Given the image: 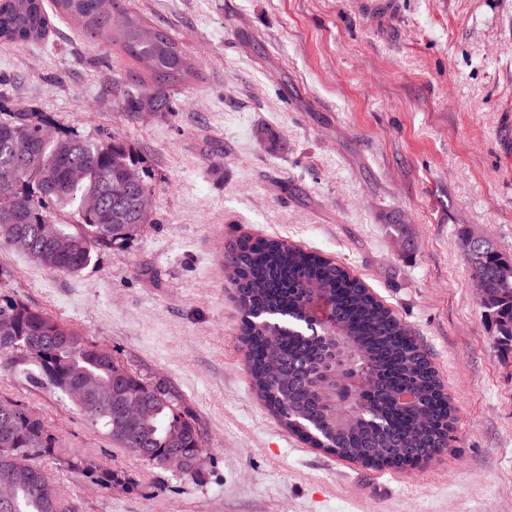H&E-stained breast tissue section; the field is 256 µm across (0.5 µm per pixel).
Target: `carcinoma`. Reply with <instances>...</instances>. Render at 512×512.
Wrapping results in <instances>:
<instances>
[{
	"mask_svg": "<svg viewBox=\"0 0 512 512\" xmlns=\"http://www.w3.org/2000/svg\"><path fill=\"white\" fill-rule=\"evenodd\" d=\"M52 4L55 15L71 20L92 38L103 35L120 43L130 59L148 69L151 84L134 86L124 94L127 112L169 111L168 90L197 72L198 64L178 41L160 30L145 35L148 25L133 12L114 22V0ZM49 24L45 0H0V43H40ZM40 125L29 112L0 118V174L13 171L22 157L29 158L15 190L0 200V242L18 248L3 220L4 213L12 212L28 250H52L48 228L70 240L71 248L49 258L44 267L75 273L90 264L96 248L127 240L141 225L152 223V215L132 212L107 196L109 183L138 169L122 142H96L63 132L57 141L43 144L37 138ZM74 167L83 170L82 178L71 177ZM93 193L102 197V207L86 213L83 201ZM67 206L77 213L73 226L53 216V210ZM469 269L472 276L488 281L482 308L497 327L499 345L511 346L512 257L494 244L485 245L481 260ZM224 270L243 313L240 331L253 388L286 428L315 448L377 469L415 467L448 447L453 407L436 371L401 321L359 279L319 254L250 236L225 247ZM312 295L324 296L333 305L342 338L337 352L310 326L307 300ZM272 358L279 364L277 382L268 374ZM3 363L32 367L34 383L64 394L70 384L95 376L111 383L122 402L148 401L153 413L133 423L115 443L159 467L174 449L182 448L186 461L180 473L191 479L198 476L191 457L201 433L177 408L169 387L144 383L108 348L86 341L77 328L21 300L0 302ZM355 374L373 379L364 402L377 415L374 422L349 404L339 411L332 407L334 395L343 402L349 397L342 383ZM405 391L414 393V404L398 401ZM73 403L112 434V406L101 407L78 396ZM0 424L8 429L7 434L0 433V476L15 460L26 461L25 471L0 487V512H63L60 500L47 496L46 488L53 482L35 462L56 455L55 438L43 421L15 405L0 414ZM65 465L104 489L121 480L112 468L78 457L66 459Z\"/></svg>",
	"mask_w": 512,
	"mask_h": 512,
	"instance_id": "cac0c4a2",
	"label": "carcinoma"
}]
</instances>
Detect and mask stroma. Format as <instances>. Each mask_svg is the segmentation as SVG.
I'll use <instances>...</instances> for the list:
<instances>
[{
    "label": "stroma",
    "instance_id": "35a3bbf8",
    "mask_svg": "<svg viewBox=\"0 0 512 512\" xmlns=\"http://www.w3.org/2000/svg\"><path fill=\"white\" fill-rule=\"evenodd\" d=\"M168 32L199 77L167 112L124 111L146 80L107 41L54 19L42 44H0V110L122 141L154 192V223L51 271L0 244L15 298L166 384L205 440L192 481L119 448L62 393L0 367V401L44 420L68 512H512V360L457 245L468 226L512 255V0H116ZM405 224L408 236L395 223ZM269 236L334 259L401 320L456 408L449 448L368 468L288 432L251 388L224 247ZM65 465L69 469L78 470L84 472L88 477H91L98 486L109 489L115 487L114 482L121 481V477L118 472L112 470V468L102 465H95L85 459L78 457H70L64 461ZM112 489V488H111Z\"/></svg>",
    "mask_w": 512,
    "mask_h": 512
}]
</instances>
